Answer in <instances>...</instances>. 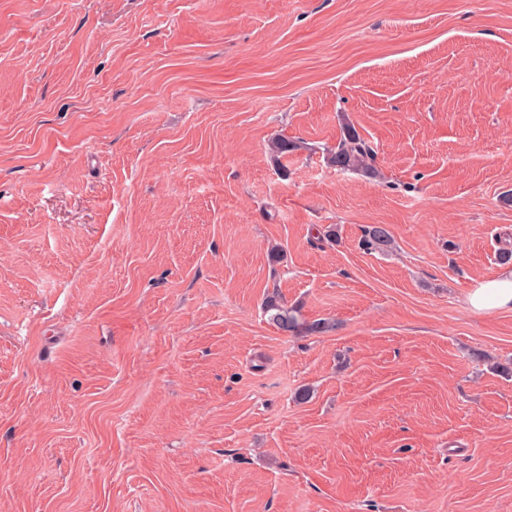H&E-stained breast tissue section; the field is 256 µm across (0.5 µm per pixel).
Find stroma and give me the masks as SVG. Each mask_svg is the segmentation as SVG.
<instances>
[{
	"label": "stroma",
	"instance_id": "stroma-1",
	"mask_svg": "<svg viewBox=\"0 0 512 512\" xmlns=\"http://www.w3.org/2000/svg\"><path fill=\"white\" fill-rule=\"evenodd\" d=\"M509 196L512 0H0V512H512ZM330 165L341 170L360 171L373 177L380 173L375 165L373 149L359 135L356 128L347 124L342 128V135L336 149L330 153ZM362 244L370 250L388 252L393 244V236L384 225H373L364 230ZM468 306L480 313L493 309L512 310V268L503 269L495 278L480 281L468 294ZM265 316L279 331L283 333H297L304 330L306 333H324L333 329V324L328 321L318 320L312 323H305L301 320L299 312L288 307L287 303L278 295L266 298L263 305Z\"/></svg>",
	"mask_w": 512,
	"mask_h": 512
}]
</instances>
